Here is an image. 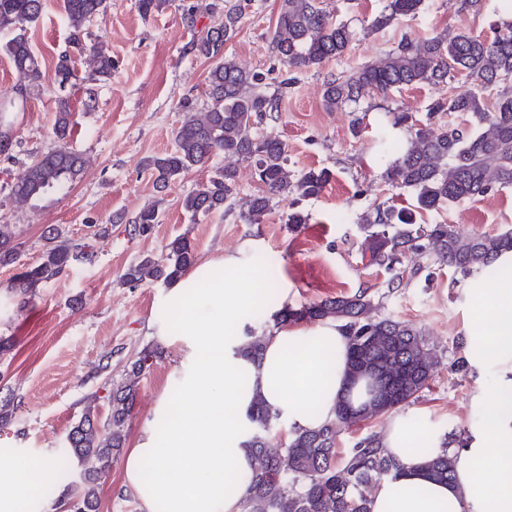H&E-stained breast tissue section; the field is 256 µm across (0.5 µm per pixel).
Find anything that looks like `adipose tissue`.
<instances>
[{"label":"adipose tissue","mask_w":512,"mask_h":512,"mask_svg":"<svg viewBox=\"0 0 512 512\" xmlns=\"http://www.w3.org/2000/svg\"><path fill=\"white\" fill-rule=\"evenodd\" d=\"M507 276L465 295L475 325L466 353L478 372L492 371L472 402L480 420L461 445L432 435L430 453L416 452V429L403 413L389 414L382 441L404 467L373 494L372 512H512V411L496 409L512 393V251L498 260ZM258 297L243 254L221 255L196 265L172 284L163 305L170 318L155 322L157 336L181 337L179 401L160 398L125 455L122 485L142 512H239L243 478L253 469L244 413L262 394L292 429H315L347 397L351 378L348 340L336 322L309 329L273 330L260 366L236 356L232 346ZM448 452L455 478L435 479L429 455ZM54 472L42 456L0 466V495L35 501L40 483Z\"/></svg>","instance_id":"adipose-tissue-1"}]
</instances>
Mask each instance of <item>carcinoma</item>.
Here are the masks:
<instances>
[{
  "mask_svg": "<svg viewBox=\"0 0 512 512\" xmlns=\"http://www.w3.org/2000/svg\"><path fill=\"white\" fill-rule=\"evenodd\" d=\"M109 6L110 0H64L74 43H79L85 23L105 14ZM428 9V0H386L371 27L383 29L395 20L415 17ZM200 10L222 14L218 24L191 43L197 55L218 60L208 76L212 104L200 111L183 106L185 115L176 132L175 150L152 158L148 167L155 174L157 187L165 189L217 153L249 163L262 191L249 200L240 217L247 224H260L273 199L288 195L317 197L330 174L325 169L292 174L283 141L259 137L254 129L278 111L280 97L296 82L297 74L327 58L342 56L353 40V31L345 23L332 21L317 0H280L272 48L293 76L280 81L279 88L270 92L262 85L260 74L224 59V43L239 29L242 6L229 0L185 5L183 19L189 27L195 26ZM42 12L43 0H0V31L12 34L4 50L19 77L17 90L21 95L41 78L26 30ZM114 68L112 56L96 53L91 80L111 77ZM453 71L466 72L481 91L495 92L493 111H484L480 95L466 90L433 103L423 120L414 119L409 112L393 113L392 125L408 124L413 135L400 155L388 162L385 178L396 188L412 191L416 205L399 210L378 207L358 221L366 233L370 263L393 272L391 288L403 279L398 265L408 254L432 257L465 276H473L497 274L494 265L498 257L512 251V228L497 234L463 236L449 224L418 225L414 220L417 212L437 211L451 203L512 187V22L495 26L489 40L468 32L441 33L417 41L405 37L377 61L332 75L323 83L324 105L333 111L356 104L371 93L385 96L404 86L446 83ZM56 75L61 85L73 77L66 52L58 56ZM60 103L55 134L64 140L70 133L69 104L65 99ZM440 112L465 114L470 117V125L443 123L438 119ZM83 166L81 155L65 146L49 150L11 184V193L20 201L37 199L51 191L65 193ZM236 194V168L226 165L187 194L182 208L194 219L222 210L229 212ZM123 222L130 224V235L146 236L159 223L158 209L147 206L130 219L117 213L110 220L112 224ZM12 239L10 225L0 224L1 265L17 260ZM42 239L40 262L22 269L11 284L10 291L23 298L65 269L91 260L89 243L73 241L54 225L43 230ZM165 250L166 257L160 262L145 257L130 266L125 280L131 284L146 280L171 283L195 262L194 248L185 237L173 239ZM305 320H334L339 324L349 337L352 382L365 383L366 397L356 407L348 399L342 401L334 417L319 428L295 429L289 441L273 444L269 434L280 414L255 394L246 419L252 426L248 447L256 465L244 478L241 512H371L375 488L398 473L402 464L384 452L382 439L375 434L358 441L339 462L337 439L348 428L380 419L417 400L440 361L420 329L392 316L377 315L364 291L299 308L286 306L273 315V326ZM266 339L267 330H250L234 352L258 367ZM158 354V349L144 347L120 375L107 381L106 419H100L89 404L68 431V458L94 462L80 476L77 491L67 502L70 512H98V481L126 447L125 425L135 408L140 382ZM427 468L440 480L449 481L454 476V460L446 453L429 460Z\"/></svg>",
  "mask_w": 512,
  "mask_h": 512,
  "instance_id": "1",
  "label": "carcinoma"
}]
</instances>
